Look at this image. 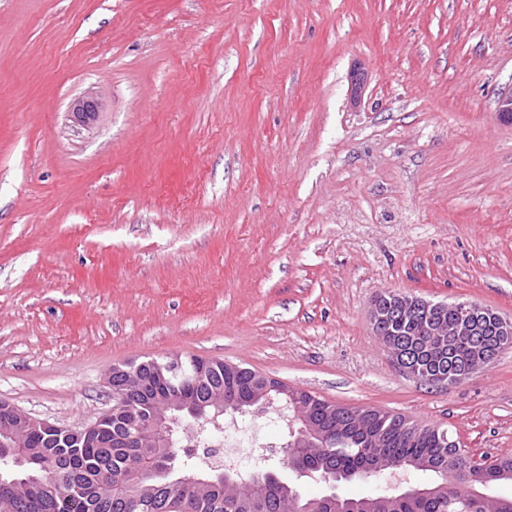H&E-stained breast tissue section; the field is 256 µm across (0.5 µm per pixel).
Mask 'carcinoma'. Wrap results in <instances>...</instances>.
<instances>
[{"mask_svg": "<svg viewBox=\"0 0 512 512\" xmlns=\"http://www.w3.org/2000/svg\"><path fill=\"white\" fill-rule=\"evenodd\" d=\"M394 330L409 367L444 380L480 363L500 341L490 319L484 320L479 336L439 353L422 347L410 321L399 319ZM200 364L194 357L173 372L167 369L166 361L150 359L142 362L139 369L147 374H163L167 391L186 397H210L227 389L242 392L252 386L254 370L243 367L231 378L224 374V362L216 360L205 364L206 384L196 385L194 378ZM306 397L313 403L318 419L345 433L344 439H330L323 448L306 449V459L328 472L327 480L339 484L362 472L376 477L387 463L399 465L401 473L411 478L418 472L415 464L425 460L431 465L430 472L448 478V489L423 497L396 491L390 512H459L453 492L467 481L460 455L468 454V449L450 446L441 433L403 415L372 411L366 416L309 393ZM135 411L143 431L150 430L158 412L157 402L139 399ZM128 420L127 414H120L102 424L86 442L63 435L47 440L36 432L10 439L13 447H0V465H10L12 469L0 472V485L13 482L16 490L8 501L0 503V512H308L309 507L323 501L321 497L302 496L292 501L281 495L275 484L245 486L236 503L224 498L219 489L180 488L171 482L178 458L173 445L163 456L160 468L164 472L154 479L156 487L147 509L133 508L123 476L139 464L141 448L125 447L128 434L136 432L128 426ZM483 465L485 487L505 480L512 482V477L501 476L504 470L512 471V458L486 455ZM467 512H512V497L484 498L474 502Z\"/></svg>", "mask_w": 512, "mask_h": 512, "instance_id": "cac0c4a2", "label": "carcinoma"}]
</instances>
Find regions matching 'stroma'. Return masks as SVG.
Wrapping results in <instances>:
<instances>
[{
	"mask_svg": "<svg viewBox=\"0 0 512 512\" xmlns=\"http://www.w3.org/2000/svg\"><path fill=\"white\" fill-rule=\"evenodd\" d=\"M510 92L512 0H0V399L79 430L199 357L512 457V347L437 388L370 323L512 318Z\"/></svg>",
	"mask_w": 512,
	"mask_h": 512,
	"instance_id": "35a3bbf8",
	"label": "stroma"
}]
</instances>
